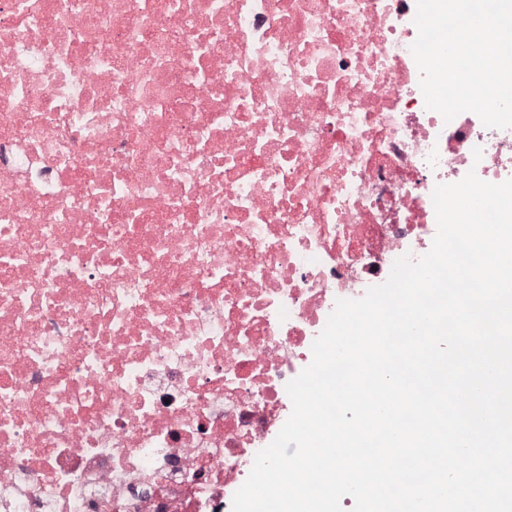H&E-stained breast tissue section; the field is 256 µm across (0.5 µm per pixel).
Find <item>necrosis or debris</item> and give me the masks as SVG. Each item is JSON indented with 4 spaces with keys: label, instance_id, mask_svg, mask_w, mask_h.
<instances>
[{
    "label": "necrosis or debris",
    "instance_id": "1",
    "mask_svg": "<svg viewBox=\"0 0 512 512\" xmlns=\"http://www.w3.org/2000/svg\"><path fill=\"white\" fill-rule=\"evenodd\" d=\"M414 0H0V512H231L337 300L512 179Z\"/></svg>",
    "mask_w": 512,
    "mask_h": 512
}]
</instances>
